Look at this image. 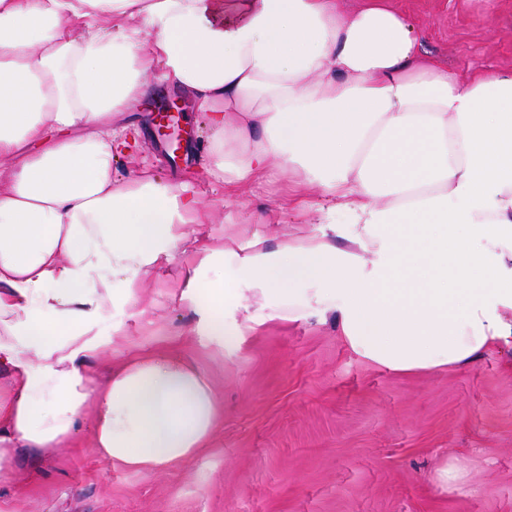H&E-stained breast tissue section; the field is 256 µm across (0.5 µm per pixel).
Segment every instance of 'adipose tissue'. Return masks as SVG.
I'll return each instance as SVG.
<instances>
[{"mask_svg": "<svg viewBox=\"0 0 512 512\" xmlns=\"http://www.w3.org/2000/svg\"><path fill=\"white\" fill-rule=\"evenodd\" d=\"M158 69L204 112L225 202L276 171L299 214L329 200L311 230L207 244L189 185L113 179L137 145L113 123ZM173 261L193 334L228 351L310 319L398 374L512 349V70L455 79L388 0H0V483L88 421L127 469L206 448L223 403L194 359L90 370Z\"/></svg>", "mask_w": 512, "mask_h": 512, "instance_id": "adipose-tissue-1", "label": "adipose tissue"}]
</instances>
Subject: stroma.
I'll return each instance as SVG.
<instances>
[{
  "instance_id": "stroma-1",
  "label": "stroma",
  "mask_w": 512,
  "mask_h": 512,
  "mask_svg": "<svg viewBox=\"0 0 512 512\" xmlns=\"http://www.w3.org/2000/svg\"><path fill=\"white\" fill-rule=\"evenodd\" d=\"M422 30L424 48L466 80L512 69V0H390ZM174 92L155 71L148 97L124 120L139 129L132 169L189 181L213 216L200 240L221 244L240 230L242 209L274 211L260 230L294 232L300 218L281 183L247 192L246 207L224 204L223 178L208 175L209 133L188 107L196 138L170 165L154 112ZM177 264L149 269L141 302L112 313L123 335L92 370L106 377L115 356L169 349L193 357L224 397V421L199 456L136 472L98 457L87 434L65 448H22L0 512H512V357L491 352L440 373L398 375L356 358L332 325L272 323L242 349L218 353L190 335L193 314L170 294ZM458 469L443 487L437 470Z\"/></svg>"
}]
</instances>
